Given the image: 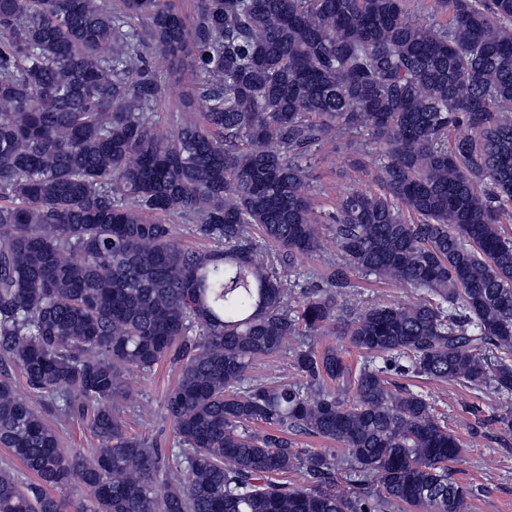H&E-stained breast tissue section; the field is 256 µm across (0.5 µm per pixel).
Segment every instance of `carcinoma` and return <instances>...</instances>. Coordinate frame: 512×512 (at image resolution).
<instances>
[{
	"mask_svg": "<svg viewBox=\"0 0 512 512\" xmlns=\"http://www.w3.org/2000/svg\"><path fill=\"white\" fill-rule=\"evenodd\" d=\"M447 5L436 27L409 0H199L191 21L170 0H0V356L101 441L59 447L0 379V446L36 477L0 468V512H62L49 489L73 482L78 512H467L462 443L388 379L512 394V0ZM161 70L196 77L166 132ZM332 138L381 191L341 195L340 261L299 288L278 267L327 251L309 181ZM161 214L216 248L176 243ZM353 270L423 297L357 310ZM326 329L367 354L356 375L317 351ZM281 351L304 382L248 380ZM168 357L162 450L118 402L127 371ZM297 433L344 447L352 495Z\"/></svg>",
	"mask_w": 512,
	"mask_h": 512,
	"instance_id": "cac0c4a2",
	"label": "carcinoma"
}]
</instances>
